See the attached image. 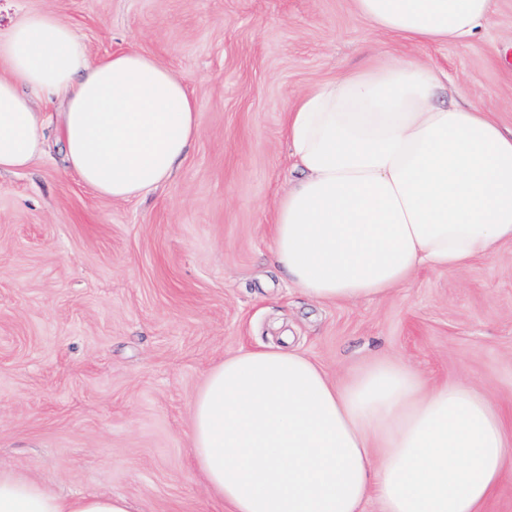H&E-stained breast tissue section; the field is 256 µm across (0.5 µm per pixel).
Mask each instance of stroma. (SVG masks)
Returning a JSON list of instances; mask_svg holds the SVG:
<instances>
[{"label":"stroma","instance_id":"stroma-1","mask_svg":"<svg viewBox=\"0 0 512 512\" xmlns=\"http://www.w3.org/2000/svg\"><path fill=\"white\" fill-rule=\"evenodd\" d=\"M71 25L90 60L137 50L188 86L200 130L174 177L127 201L66 168L50 122L31 167L0 173V462L64 496L117 494L139 512H222L194 463L190 402L244 349L293 346L343 380L387 356L431 382L466 380L512 412V244L385 298L319 304L273 265L275 204L293 160L296 97L371 59L444 69L512 128V0L469 44L406 45L353 0H0Z\"/></svg>","mask_w":512,"mask_h":512}]
</instances>
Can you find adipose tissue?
I'll return each instance as SVG.
<instances>
[{"instance_id":"1","label":"adipose tissue","mask_w":512,"mask_h":512,"mask_svg":"<svg viewBox=\"0 0 512 512\" xmlns=\"http://www.w3.org/2000/svg\"><path fill=\"white\" fill-rule=\"evenodd\" d=\"M379 31L465 44L493 0H354ZM413 61L343 72L287 113L296 178L273 226L275 266L309 299L387 296L420 267L454 271L512 242V130L446 97ZM36 94L59 99L67 168L125 201L167 183L199 132L184 82L153 57L90 61L55 14L0 34V172L44 153ZM194 459L228 512H482L512 463V419L464 381L379 358L331 381L286 344L213 367L191 404ZM0 512H139L121 495L63 497L0 464Z\"/></svg>"}]
</instances>
